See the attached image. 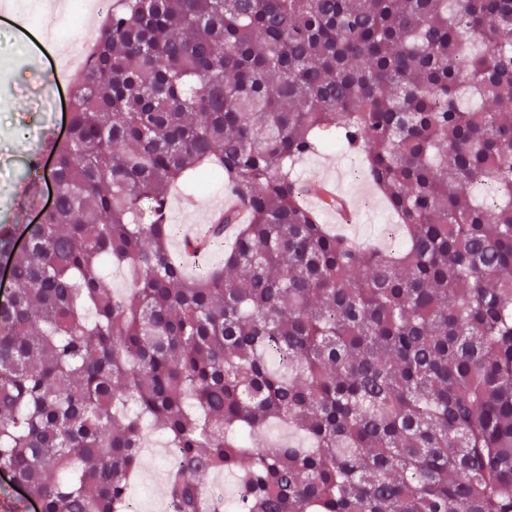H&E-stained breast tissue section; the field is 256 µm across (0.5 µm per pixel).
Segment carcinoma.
I'll return each mask as SVG.
<instances>
[{"instance_id": "1", "label": "carcinoma", "mask_w": 512, "mask_h": 512, "mask_svg": "<svg viewBox=\"0 0 512 512\" xmlns=\"http://www.w3.org/2000/svg\"><path fill=\"white\" fill-rule=\"evenodd\" d=\"M52 207L0 224V472L40 512H128L145 432L171 512H512V0H118ZM364 158L404 251L331 231L295 164ZM223 177L224 264L169 247ZM122 269L124 293L103 285ZM303 446L253 441L267 425ZM225 195L224 184L214 179L200 178L193 180L190 190L173 192L169 212L171 224L177 227V233L171 241L173 253L179 256L182 254V240L186 237L187 224H208L204 230L188 235L206 245L210 230L214 226L208 222L209 214L215 208L224 207Z\"/></svg>"}]
</instances>
